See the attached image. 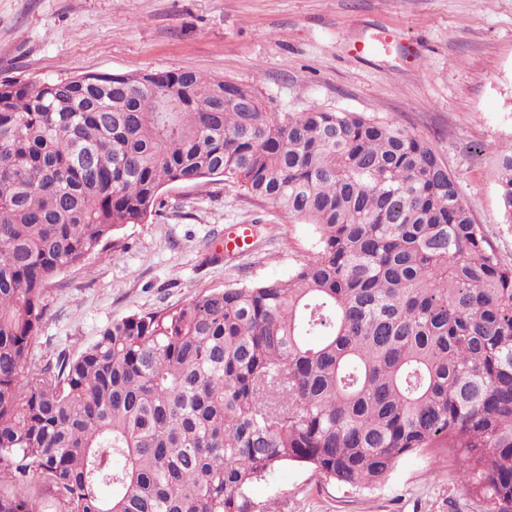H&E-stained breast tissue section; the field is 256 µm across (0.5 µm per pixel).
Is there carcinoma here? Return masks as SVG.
Segmentation results:
<instances>
[{
	"mask_svg": "<svg viewBox=\"0 0 512 512\" xmlns=\"http://www.w3.org/2000/svg\"><path fill=\"white\" fill-rule=\"evenodd\" d=\"M204 179L315 248L35 358L48 283ZM499 184L512 224V143ZM439 447L512 512V264L429 140L194 71L0 80V512H271L248 490L282 463L370 488Z\"/></svg>",
	"mask_w": 512,
	"mask_h": 512,
	"instance_id": "carcinoma-1",
	"label": "carcinoma"
}]
</instances>
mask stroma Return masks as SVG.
<instances>
[{"label": "stroma", "mask_w": 512, "mask_h": 512, "mask_svg": "<svg viewBox=\"0 0 512 512\" xmlns=\"http://www.w3.org/2000/svg\"><path fill=\"white\" fill-rule=\"evenodd\" d=\"M387 39L388 50L360 51ZM187 70L255 86L277 112H358L427 138L502 262L512 224L498 191L512 141V0H0V79ZM157 216L45 290L35 357L77 356L112 321L182 305L212 289L287 277L315 244L312 225L227 181L165 188ZM240 224L251 252L212 261ZM248 494L274 512H485L455 457L404 455L387 481L353 488L298 463Z\"/></svg>", "instance_id": "stroma-1"}]
</instances>
